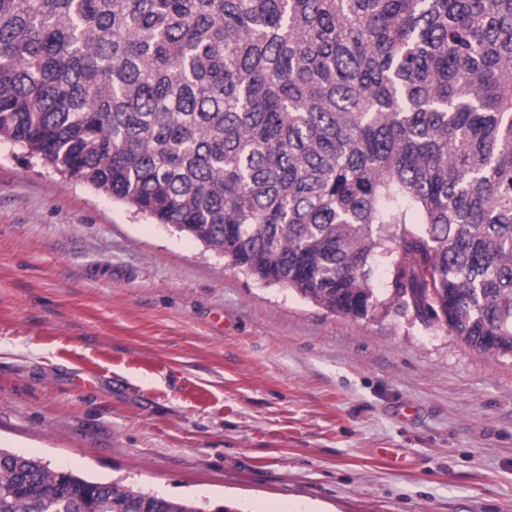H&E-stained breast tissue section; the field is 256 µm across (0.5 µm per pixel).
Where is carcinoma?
Here are the masks:
<instances>
[{"label":"carcinoma","instance_id":"1","mask_svg":"<svg viewBox=\"0 0 512 512\" xmlns=\"http://www.w3.org/2000/svg\"><path fill=\"white\" fill-rule=\"evenodd\" d=\"M2 142L330 312L512 355V0H0ZM140 508L202 512L0 451V512Z\"/></svg>","mask_w":512,"mask_h":512}]
</instances>
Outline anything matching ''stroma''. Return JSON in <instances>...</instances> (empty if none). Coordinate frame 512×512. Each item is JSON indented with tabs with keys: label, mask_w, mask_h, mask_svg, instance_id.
Wrapping results in <instances>:
<instances>
[{
	"label": "stroma",
	"mask_w": 512,
	"mask_h": 512,
	"mask_svg": "<svg viewBox=\"0 0 512 512\" xmlns=\"http://www.w3.org/2000/svg\"><path fill=\"white\" fill-rule=\"evenodd\" d=\"M0 448L204 512H512V356L263 285L0 144Z\"/></svg>",
	"instance_id": "obj_1"
}]
</instances>
